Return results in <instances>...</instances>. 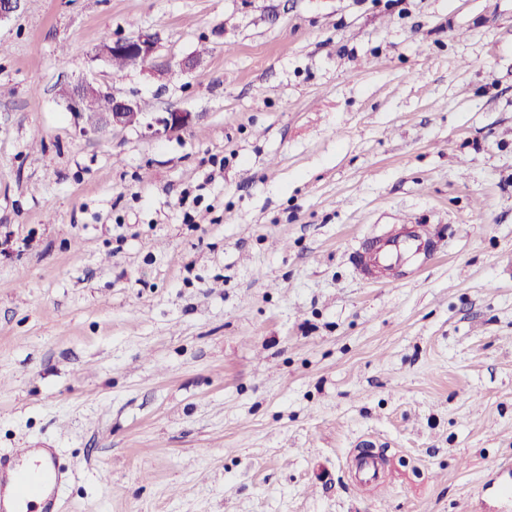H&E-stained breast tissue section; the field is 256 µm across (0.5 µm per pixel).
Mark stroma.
Returning <instances> with one entry per match:
<instances>
[{"instance_id": "1", "label": "stroma", "mask_w": 512, "mask_h": 512, "mask_svg": "<svg viewBox=\"0 0 512 512\" xmlns=\"http://www.w3.org/2000/svg\"><path fill=\"white\" fill-rule=\"evenodd\" d=\"M85 78L196 119L81 134ZM0 85V453L56 512H512V0H23ZM400 220L441 253L364 281ZM158 37L152 33H139L132 37L112 38L111 41L101 45L100 56L110 62L113 56H124L133 61V64H144L155 52ZM131 67L125 58H113L112 68L121 72ZM33 449L14 448L8 454L0 455L1 512H54L56 493L63 481L65 472L59 466L57 456L52 451L47 450L46 455L35 461V474L28 473L30 482L36 484L41 490L42 499L40 503L26 495L22 487L24 479L21 480L19 486L14 483V477L21 472L20 465L32 455ZM9 472H12L10 486Z\"/></svg>"}]
</instances>
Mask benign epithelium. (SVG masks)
I'll return each mask as SVG.
<instances>
[{"label": "benign epithelium", "mask_w": 512, "mask_h": 512, "mask_svg": "<svg viewBox=\"0 0 512 512\" xmlns=\"http://www.w3.org/2000/svg\"><path fill=\"white\" fill-rule=\"evenodd\" d=\"M158 37L152 33H139L132 37H118L101 45L100 56L110 61L114 56H124L133 64L145 63L157 48ZM103 89L95 81L87 79L68 88L65 98L68 109L74 115L79 132L82 134H104L109 129L140 127L151 137L161 138L173 132L189 127L194 115L191 112H164L151 119H146V113L140 111L137 100L131 96H112V110L98 115L90 122L83 113V99L93 92Z\"/></svg>", "instance_id": "obj_1"}]
</instances>
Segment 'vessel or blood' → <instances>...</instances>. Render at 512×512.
Masks as SVG:
<instances>
[{
	"mask_svg": "<svg viewBox=\"0 0 512 512\" xmlns=\"http://www.w3.org/2000/svg\"><path fill=\"white\" fill-rule=\"evenodd\" d=\"M439 249L438 242L422 237L409 227L392 226L381 235L364 238L351 252L350 259L364 279H372L379 271L401 277L414 272ZM31 454V449L15 448L0 455V512H54L56 493L64 478L54 453L43 455L30 477L31 483L41 490L40 499H31L23 487L9 480L10 475L19 474L21 465Z\"/></svg>",
	"mask_w": 512,
	"mask_h": 512,
	"instance_id": "vessel-or-blood-1",
	"label": "vessel or blood"
}]
</instances>
